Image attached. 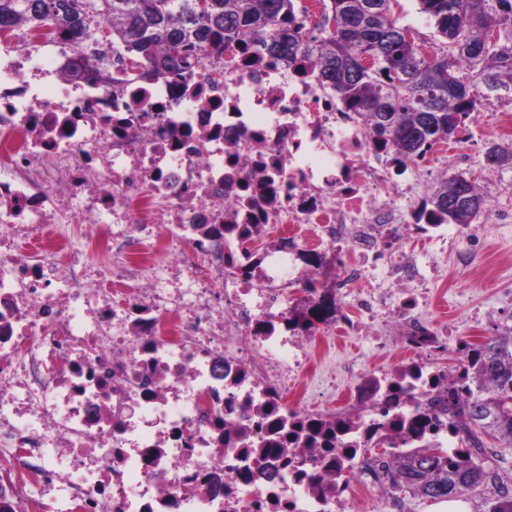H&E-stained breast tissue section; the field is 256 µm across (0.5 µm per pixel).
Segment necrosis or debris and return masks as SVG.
<instances>
[{
	"mask_svg": "<svg viewBox=\"0 0 512 512\" xmlns=\"http://www.w3.org/2000/svg\"><path fill=\"white\" fill-rule=\"evenodd\" d=\"M101 55L0 39V512H394L400 457L469 456L478 345L407 247L452 238L416 204L444 150L397 155L307 55ZM337 335L399 359L312 398Z\"/></svg>",
	"mask_w": 512,
	"mask_h": 512,
	"instance_id": "4bbe7bcc",
	"label": "necrosis or debris"
}]
</instances>
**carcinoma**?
I'll return each instance as SVG.
<instances>
[{"label":"carcinoma","instance_id":"obj_1","mask_svg":"<svg viewBox=\"0 0 512 512\" xmlns=\"http://www.w3.org/2000/svg\"><path fill=\"white\" fill-rule=\"evenodd\" d=\"M394 0H324L310 33L296 0H0V34L15 26L48 29L95 70L99 49L120 52L145 76L224 56L236 42L285 64L316 57L321 86L408 159L457 137L488 97L512 94V0H417L437 43L407 41ZM487 161L512 165V151L487 148ZM486 204L476 182L455 174L434 186L425 206L439 224L467 225ZM487 381L468 406L474 456L406 457L400 490L424 501L487 492L483 512H512V330L489 340L473 363ZM494 439L485 445V437Z\"/></svg>","mask_w":512,"mask_h":512}]
</instances>
